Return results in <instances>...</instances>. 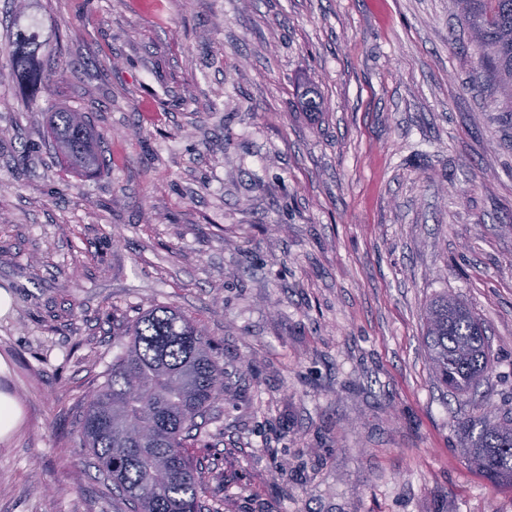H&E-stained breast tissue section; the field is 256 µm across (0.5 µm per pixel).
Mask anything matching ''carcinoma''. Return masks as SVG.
<instances>
[{
	"label": "carcinoma",
	"instance_id": "obj_1",
	"mask_svg": "<svg viewBox=\"0 0 512 512\" xmlns=\"http://www.w3.org/2000/svg\"><path fill=\"white\" fill-rule=\"evenodd\" d=\"M482 52L484 70L512 112V0H454ZM46 47L35 27L19 26L0 52L7 55L18 87L34 93L62 76L45 69ZM53 149L72 169L93 173L103 165V134L84 112L47 108ZM481 319L462 302L440 296L426 310L424 345L434 380L458 399L489 378L491 359ZM105 381L80 419V434L98 474L130 512H216L203 472L186 452L204 418L224 398V367L214 345L190 318L154 306L122 333ZM479 429L471 461L492 479L512 487V416L464 421Z\"/></svg>",
	"mask_w": 512,
	"mask_h": 512
}]
</instances>
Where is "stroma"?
<instances>
[{"label":"stroma","mask_w":512,"mask_h":512,"mask_svg":"<svg viewBox=\"0 0 512 512\" xmlns=\"http://www.w3.org/2000/svg\"><path fill=\"white\" fill-rule=\"evenodd\" d=\"M20 20L64 73L28 103L0 53V512H125L79 419L156 305L218 346L221 512H512L460 423L512 411V114L454 0H0V46ZM50 104L104 169L60 165ZM444 292L490 338L465 404L422 343ZM47 133L53 149L72 169L97 172L103 165V134L92 126L85 112L60 106L47 108Z\"/></svg>","instance_id":"obj_1"}]
</instances>
